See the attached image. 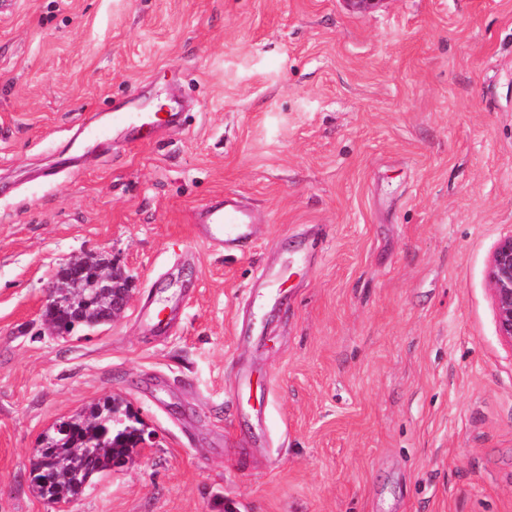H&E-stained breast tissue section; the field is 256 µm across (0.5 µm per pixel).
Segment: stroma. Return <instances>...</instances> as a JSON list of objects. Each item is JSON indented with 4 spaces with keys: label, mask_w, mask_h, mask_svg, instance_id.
Returning <instances> with one entry per match:
<instances>
[{
    "label": "stroma",
    "mask_w": 512,
    "mask_h": 512,
    "mask_svg": "<svg viewBox=\"0 0 512 512\" xmlns=\"http://www.w3.org/2000/svg\"><path fill=\"white\" fill-rule=\"evenodd\" d=\"M191 101L166 131L71 142ZM79 169L51 181L64 154ZM234 193L255 246L193 212ZM512 233V0H13L0 11V512L43 433L105 396L149 438L71 512H512V347L486 269ZM128 307L68 337L77 256ZM269 264L282 309L237 333ZM183 299L175 330L142 319ZM164 117H159L157 112H113L111 121L105 122L91 117L90 120L84 125L83 133L93 130L96 137L105 142L109 138L111 125L114 127H122L129 131H135L144 125H168L172 124L178 118L179 112L171 109L165 113ZM142 121H146L142 124ZM84 277L87 279L92 288H86L87 282L80 283L79 288H71V291L83 294L87 298H91V302L86 307L84 312V323H77L82 321V312L85 309V299L73 298L68 295L63 288H70L68 283L72 277ZM102 293L104 298L112 303V310H109L111 316L103 322H110L113 318L121 313L129 304L131 299V288L129 280L121 272L109 268H104L103 264L93 265L86 257H75L71 259L68 264L60 271L57 278L51 283L47 289L44 307H57L67 309L68 315L66 317L73 318L76 324L71 322L65 323L64 328L72 331L78 326H91L90 323L97 320L104 312L105 303L98 301L96 296V289ZM46 320L56 324L64 323L66 317L57 316L56 313L47 311L44 314ZM83 324V325H82ZM77 325V326H75ZM63 328H55L50 325L47 334L50 336L65 335L67 332Z\"/></svg>",
    "instance_id": "35a3bbf8"
}]
</instances>
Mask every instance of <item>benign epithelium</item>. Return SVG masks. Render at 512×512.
I'll use <instances>...</instances> for the list:
<instances>
[{"instance_id": "benign-epithelium-1", "label": "benign epithelium", "mask_w": 512, "mask_h": 512, "mask_svg": "<svg viewBox=\"0 0 512 512\" xmlns=\"http://www.w3.org/2000/svg\"><path fill=\"white\" fill-rule=\"evenodd\" d=\"M87 279L112 303L111 316L121 313L131 299L129 280L121 272L103 265H94L85 257H75L60 271L47 289L44 306L62 308L68 317L82 321L85 299L68 295L65 288L72 277ZM488 287L495 310L498 336L512 348V234L500 238L494 245L486 271Z\"/></svg>"}]
</instances>
